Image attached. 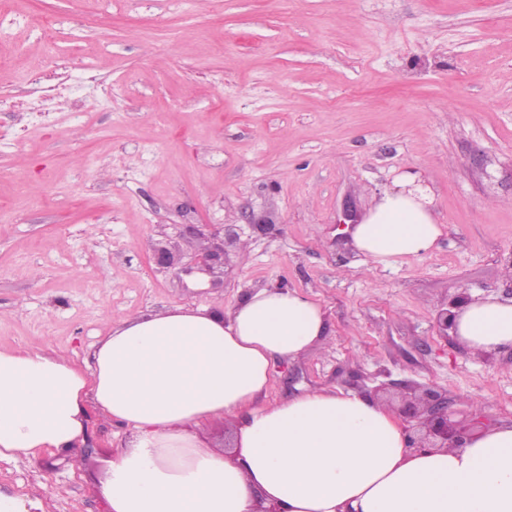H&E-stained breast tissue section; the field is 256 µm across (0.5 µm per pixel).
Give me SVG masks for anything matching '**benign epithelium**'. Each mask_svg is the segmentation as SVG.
I'll return each mask as SVG.
<instances>
[{"instance_id": "7a95c632", "label": "benign epithelium", "mask_w": 512, "mask_h": 512, "mask_svg": "<svg viewBox=\"0 0 512 512\" xmlns=\"http://www.w3.org/2000/svg\"><path fill=\"white\" fill-rule=\"evenodd\" d=\"M207 245L196 251L186 263L176 258L166 247L156 251L158 264L176 269V273L191 275L193 273L213 274L224 267V244L211 241L206 237ZM465 295L448 303L436 318V327L442 336L453 330L456 321L455 309L468 301ZM391 387L401 393V411L405 418L417 422L424 430V436L417 443L430 448H446L450 444L460 446L469 437V433L451 420L448 407V395L433 387L420 384L391 383Z\"/></svg>"}]
</instances>
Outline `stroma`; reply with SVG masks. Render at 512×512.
<instances>
[{
	"instance_id": "obj_1",
	"label": "stroma",
	"mask_w": 512,
	"mask_h": 512,
	"mask_svg": "<svg viewBox=\"0 0 512 512\" xmlns=\"http://www.w3.org/2000/svg\"><path fill=\"white\" fill-rule=\"evenodd\" d=\"M405 171L443 234L376 267L353 220ZM202 224L224 240L216 285L155 259H189ZM269 286L329 323L269 400L375 391L395 410L405 380L455 421H512V347L474 356L435 327L459 292L512 290V0H0V347L82 360L114 322ZM119 431L91 414L66 460H1L0 488L108 512Z\"/></svg>"
}]
</instances>
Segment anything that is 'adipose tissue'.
I'll list each match as a JSON object with an SVG mask.
<instances>
[{"mask_svg": "<svg viewBox=\"0 0 512 512\" xmlns=\"http://www.w3.org/2000/svg\"><path fill=\"white\" fill-rule=\"evenodd\" d=\"M442 233L431 187L406 172L353 243L388 268L427 256ZM327 334L319 301L269 287L225 309L122 320L86 369L51 348H0V460L74 447L95 411L129 431L99 482L109 512H512V422L418 448L388 406L354 392L268 400L275 364ZM455 336L476 356L512 346V300L462 305ZM214 421L232 448L199 436Z\"/></svg>", "mask_w": 512, "mask_h": 512, "instance_id": "adipose-tissue-1", "label": "adipose tissue"}]
</instances>
